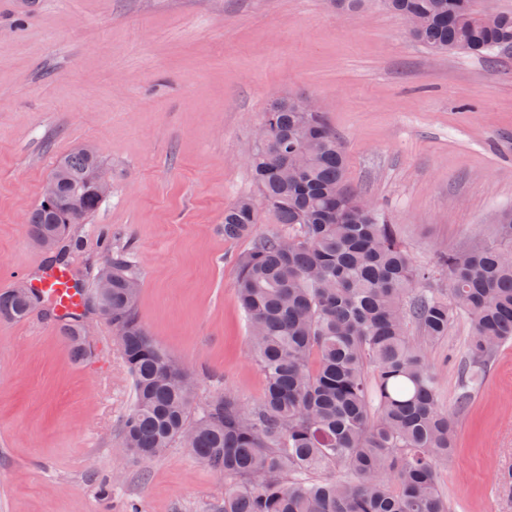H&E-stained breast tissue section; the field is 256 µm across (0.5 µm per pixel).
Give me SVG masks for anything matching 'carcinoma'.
<instances>
[{"label":"carcinoma","instance_id":"obj_1","mask_svg":"<svg viewBox=\"0 0 512 512\" xmlns=\"http://www.w3.org/2000/svg\"><path fill=\"white\" fill-rule=\"evenodd\" d=\"M412 15L413 38L433 52L488 55L512 49V14H486L478 0H383ZM262 123L268 140L248 161L277 233L238 257L237 300L251 349L265 375L262 400L244 407L233 395L191 412L194 376L148 336L137 313L140 283L125 255H105L92 277L112 270V333L133 377L136 403L123 444L152 458L177 442L213 470L240 483L224 512H448L437 465L455 448L456 421L439 409L425 347L448 336L453 312L472 329L469 379L478 380L512 340V211L497 217L499 243L442 253L414 263L392 225L345 182L346 157L319 112L296 99H273ZM96 152L77 147L54 168L58 199L41 200L28 218L34 241L62 239L102 203L88 178ZM79 195L75 219L69 200ZM257 203L242 197L224 211V237L251 236ZM447 274L449 299L412 286ZM26 302L0 293V316L23 318ZM415 328L417 336L409 335ZM72 357L88 355L82 319L61 326ZM338 467L345 477L311 480ZM393 475L392 491L386 476Z\"/></svg>","mask_w":512,"mask_h":512}]
</instances>
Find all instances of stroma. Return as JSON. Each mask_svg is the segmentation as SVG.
<instances>
[{
	"label": "stroma",
	"mask_w": 512,
	"mask_h": 512,
	"mask_svg": "<svg viewBox=\"0 0 512 512\" xmlns=\"http://www.w3.org/2000/svg\"><path fill=\"white\" fill-rule=\"evenodd\" d=\"M322 106L348 185L422 266L493 241L512 210V51L434 53L381 0H0V292L50 255L27 233L57 162L91 146L112 193L59 242L83 280L132 254L138 314L197 380L195 404L264 392L224 211L260 199L245 160L271 100ZM40 300L0 319V512H224L235 480L184 448L142 459L122 445L133 380L111 327L72 360ZM471 329L454 313L426 348L457 445L437 471L449 512H512V341L478 383Z\"/></svg>",
	"instance_id": "obj_1"
}]
</instances>
